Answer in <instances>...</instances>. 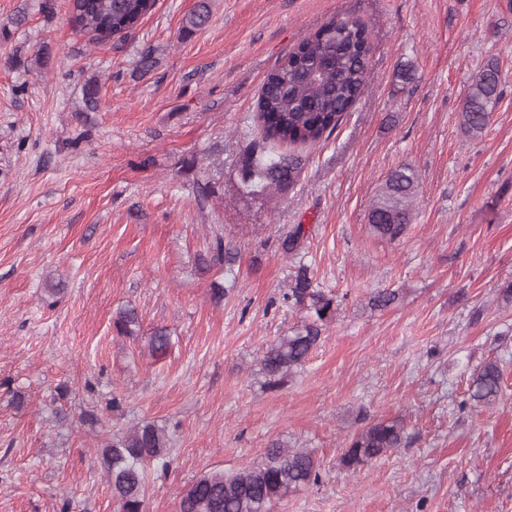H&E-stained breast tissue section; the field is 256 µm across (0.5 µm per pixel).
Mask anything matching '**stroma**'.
Here are the masks:
<instances>
[{
    "label": "stroma",
    "mask_w": 512,
    "mask_h": 512,
    "mask_svg": "<svg viewBox=\"0 0 512 512\" xmlns=\"http://www.w3.org/2000/svg\"><path fill=\"white\" fill-rule=\"evenodd\" d=\"M196 3L156 0L95 44L69 0H0V512H117L101 450L144 422L172 460L144 512H178L199 476L258 465L275 442L314 450L321 471L272 512H512V0H210L183 33ZM334 18L368 29L365 91L320 146L277 145L294 184L247 194L262 83ZM489 64L501 97L471 138L463 99ZM402 166L420 188L389 241L368 213ZM215 232L230 257L213 267ZM302 264L336 311L270 389L259 359L302 320L282 300ZM382 290L397 301L372 308ZM127 305L132 337L113 327ZM490 360L499 398L463 407ZM397 418L401 448L341 465L355 433Z\"/></svg>",
    "instance_id": "obj_1"
}]
</instances>
